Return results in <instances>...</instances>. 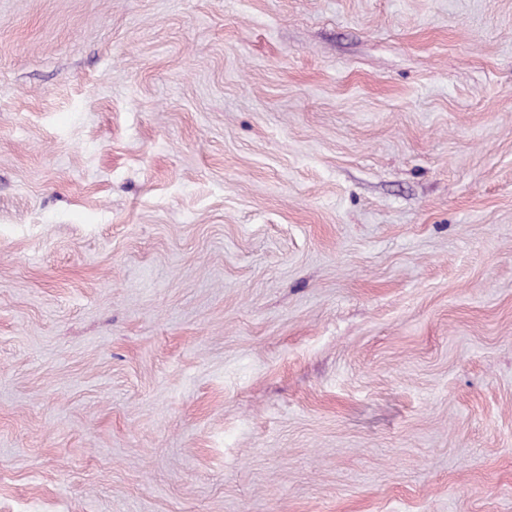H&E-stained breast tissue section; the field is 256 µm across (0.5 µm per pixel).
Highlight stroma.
I'll return each mask as SVG.
<instances>
[{
  "label": "stroma",
  "mask_w": 512,
  "mask_h": 512,
  "mask_svg": "<svg viewBox=\"0 0 512 512\" xmlns=\"http://www.w3.org/2000/svg\"><path fill=\"white\" fill-rule=\"evenodd\" d=\"M0 512H512V0H0Z\"/></svg>",
  "instance_id": "obj_1"
}]
</instances>
